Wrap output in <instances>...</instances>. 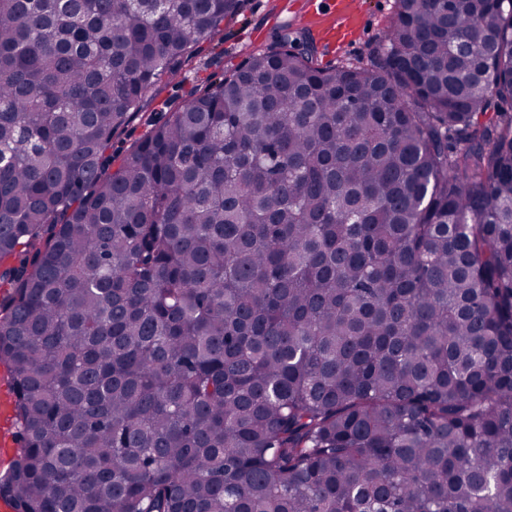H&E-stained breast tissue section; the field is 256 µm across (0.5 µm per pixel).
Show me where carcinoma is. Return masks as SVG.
Returning <instances> with one entry per match:
<instances>
[{
  "label": "carcinoma",
  "instance_id": "1",
  "mask_svg": "<svg viewBox=\"0 0 512 512\" xmlns=\"http://www.w3.org/2000/svg\"><path fill=\"white\" fill-rule=\"evenodd\" d=\"M240 0H0L15 512H512V0H396L112 138Z\"/></svg>",
  "mask_w": 512,
  "mask_h": 512
}]
</instances>
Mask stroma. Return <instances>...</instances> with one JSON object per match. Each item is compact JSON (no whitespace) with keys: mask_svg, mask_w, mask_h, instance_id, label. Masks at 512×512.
<instances>
[{"mask_svg":"<svg viewBox=\"0 0 512 512\" xmlns=\"http://www.w3.org/2000/svg\"><path fill=\"white\" fill-rule=\"evenodd\" d=\"M325 0H244L233 17L225 18L223 30L213 39L202 42L193 65L183 68L174 80H163L152 91L137 119L112 140V158L120 160L131 147L159 121L163 104L176 107L192 91L205 87L237 67L248 55L266 48L284 25L296 22L297 9L323 6ZM395 0H361L363 24L343 45H329L318 36L310 41L322 63L338 64L366 59L389 24Z\"/></svg>","mask_w":512,"mask_h":512,"instance_id":"1","label":"stroma"}]
</instances>
